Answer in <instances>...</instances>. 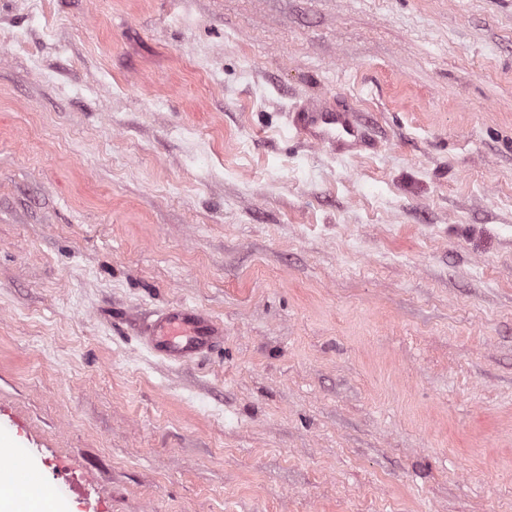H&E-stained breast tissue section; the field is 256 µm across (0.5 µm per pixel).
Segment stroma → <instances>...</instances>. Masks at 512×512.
I'll list each match as a JSON object with an SVG mask.
<instances>
[{
    "label": "stroma",
    "instance_id": "35a3bbf8",
    "mask_svg": "<svg viewBox=\"0 0 512 512\" xmlns=\"http://www.w3.org/2000/svg\"><path fill=\"white\" fill-rule=\"evenodd\" d=\"M0 418L100 512H512V0H0ZM353 104L375 149L288 127ZM224 346L174 364L175 303ZM141 336L154 354L187 362L224 345V324L194 306L179 304L161 311L142 328Z\"/></svg>",
    "mask_w": 512,
    "mask_h": 512
}]
</instances>
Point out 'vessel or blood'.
<instances>
[{
  "instance_id": "obj_1",
  "label": "vessel or blood",
  "mask_w": 512,
  "mask_h": 512,
  "mask_svg": "<svg viewBox=\"0 0 512 512\" xmlns=\"http://www.w3.org/2000/svg\"><path fill=\"white\" fill-rule=\"evenodd\" d=\"M296 134L308 143L351 156L367 148L369 140L356 113L336 109L332 100H306L288 116ZM143 342L154 354L187 362L224 343V325L198 308L179 304L161 311L141 330Z\"/></svg>"
}]
</instances>
